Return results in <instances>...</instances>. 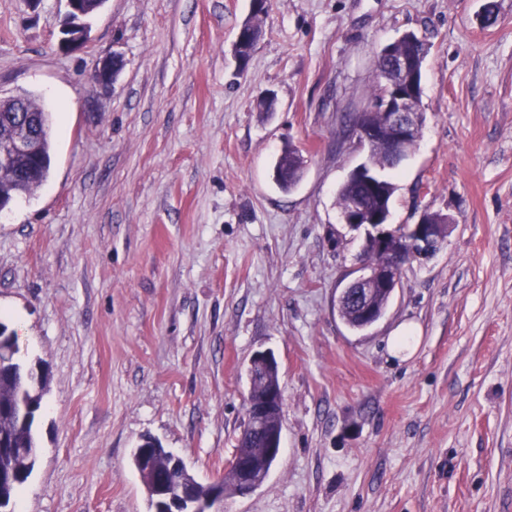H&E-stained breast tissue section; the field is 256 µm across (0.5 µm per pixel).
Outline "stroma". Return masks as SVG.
I'll use <instances>...</instances> for the list:
<instances>
[{"label":"stroma","instance_id":"stroma-1","mask_svg":"<svg viewBox=\"0 0 512 512\" xmlns=\"http://www.w3.org/2000/svg\"><path fill=\"white\" fill-rule=\"evenodd\" d=\"M487 1L268 0L241 71L251 0H106L70 52L62 0H0V92L53 121L47 181L0 216V313L48 374L20 512H151L146 436L199 482L223 475L258 351L279 364L282 452L220 512H512V0L491 27ZM407 31L428 48L424 124L386 173L389 227L454 222L355 332L336 298L364 233L336 192L367 152L340 128ZM287 143L305 168L286 193ZM405 325L421 340L401 359ZM303 165V156L295 146L288 144L281 150L274 163L273 177L282 191L289 192L298 184Z\"/></svg>","mask_w":512,"mask_h":512}]
</instances>
